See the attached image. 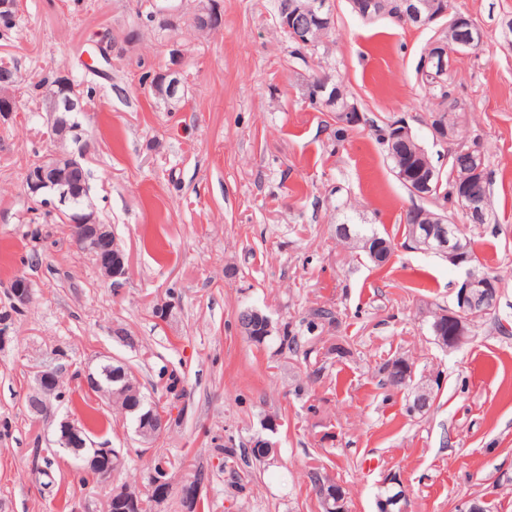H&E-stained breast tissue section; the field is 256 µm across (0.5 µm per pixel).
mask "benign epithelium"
Returning a JSON list of instances; mask_svg holds the SVG:
<instances>
[{
	"label": "benign epithelium",
	"mask_w": 512,
	"mask_h": 512,
	"mask_svg": "<svg viewBox=\"0 0 512 512\" xmlns=\"http://www.w3.org/2000/svg\"><path fill=\"white\" fill-rule=\"evenodd\" d=\"M350 4L353 11L365 20H374L379 16L376 0H350ZM422 5L421 0H398V8L394 11V18H398L404 23L413 18L417 23L425 26L438 22L440 23V27L437 29L439 34L449 27L459 31V37L451 48L444 45L438 37L430 42L420 61V72L427 76L431 74V68L437 65L443 70L447 68L446 57L448 54L465 55L470 53L476 48L481 36L478 34V24L472 19L462 18L459 13L453 11L449 0H434L431 5L427 6L428 12L426 13L421 10ZM299 16H305L326 27L330 26L331 20L334 19L333 13L329 12L327 0H285L278 13L279 27L283 32L292 34L300 42L307 41V31L295 27V21ZM315 86L316 92L328 95L329 101L336 103V111L342 119H349L351 113L358 111V107L342 94L341 89L331 76L323 73L317 74ZM49 110L48 128L53 139L60 141L69 133L75 134L78 139L82 138L84 134L82 126L70 124L61 116L63 112L80 111L79 103L65 95V84H60L58 91L51 94ZM429 127L433 137L440 141H456L461 133V124L458 121L448 126L438 120L429 124ZM83 160L84 153L82 152L78 154H58L53 157L51 166L79 169ZM27 193L32 198L42 196L41 206L56 210L66 201L70 194V188L63 182H53V177L48 174L46 164L43 163L40 171L28 173ZM447 223L448 219L445 218L429 227V235L420 242V246L428 252L436 251L448 258V262L456 265L471 261V258L463 254L462 249L456 246L455 241L448 238ZM71 224L76 233V245L79 248L86 250L93 248L97 251L107 250L108 259L100 265V272L105 278L112 281V287H121V279L126 276L127 268L122 257L123 250L112 236L109 225L99 223L96 213L91 209L73 216ZM497 294V280L484 275H469L457 292L458 310L450 313L444 311L437 313L438 318H446L448 324L455 326L451 336L447 338L439 337L438 343L449 349L459 346L466 337L464 314L477 310L482 313L492 311L497 301ZM14 296L19 307L29 303L31 289L27 278L16 277ZM62 368L63 365L61 364L50 363L44 365L37 372L34 393L28 398L30 409L37 415L43 416L50 412V397H58L56 389L59 387ZM183 407H185L184 398L174 399L171 414H163L160 418L152 420V436L161 435L168 428L170 419L176 417L177 412ZM60 426L64 428L62 442L78 439L82 447L91 448L96 452V455L89 460L95 477L103 482L112 481L113 469L96 467L98 453H106L108 449L96 445L83 429L68 416L62 418ZM170 491L171 487L166 484L163 478L157 475L153 476L149 493L153 499L154 507L162 506L170 497ZM315 493L323 499L329 512H347L343 493L336 491L334 488L329 490L324 484L318 485Z\"/></svg>",
	"instance_id": "7a95c632"
}]
</instances>
